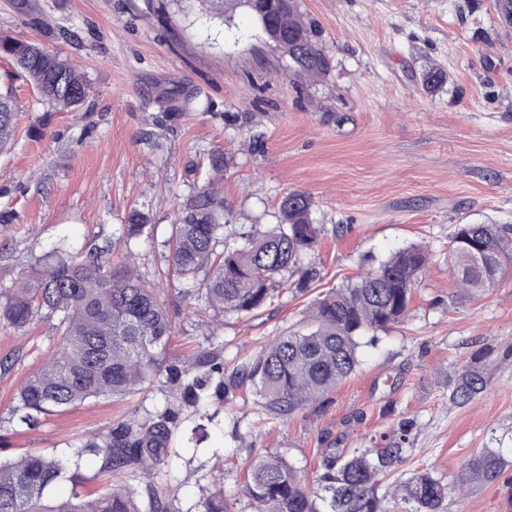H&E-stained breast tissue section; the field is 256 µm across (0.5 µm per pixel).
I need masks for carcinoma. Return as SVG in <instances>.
<instances>
[{"mask_svg":"<svg viewBox=\"0 0 512 512\" xmlns=\"http://www.w3.org/2000/svg\"><path fill=\"white\" fill-rule=\"evenodd\" d=\"M261 25L276 30L275 47L299 71L318 74L329 62L316 33L300 16L298 0L268 10L263 0H246ZM29 78L41 96L67 112L87 98L83 77L57 53L34 42L0 34V58ZM16 101L0 89V149L14 132ZM279 223L252 229L244 242L217 251L224 242V189L214 180L197 187L180 205L166 245L168 261L182 280L195 283L198 309L238 318L267 305L279 286L299 292L315 277L305 264L321 235L312 196L292 191L278 202ZM148 216L129 211L118 229L130 245L145 235ZM110 247L85 254L59 246L10 284L0 285V325L25 329L39 314L59 317L60 353L45 361L20 387L13 414L33 424L42 416L66 411L90 399H120L149 388L163 376L169 399L163 412L145 422L119 420L87 439L77 452L46 455L28 452L0 461V512H179L158 481L162 469L179 455L177 446L205 435L201 422L180 434V415L213 401L227 405L247 388L263 401L267 415L284 418L319 402L359 364L360 339L374 345L380 333L409 316L413 290L429 262L428 252L409 245L378 262L347 284L313 300L303 331L277 336L224 376V341L202 332L194 352L166 357L173 336L157 285L142 276L133 261L108 267ZM461 292L480 295L495 287L512 265V228L500 224H461L448 254ZM203 279H198L199 274ZM486 388L483 378L465 366L452 400L465 404ZM414 421L400 422L396 434L376 448L334 449L321 464L317 489L309 491L284 455L252 459L245 494L254 512H381L383 497L414 504L411 512H441L448 485L429 472L410 480L381 484L404 460ZM88 454L98 476L112 480L91 495L51 498L49 492L74 482L79 458ZM503 453L482 452L464 467L468 480L493 481ZM142 478L126 484L128 475ZM198 512H228L224 489L204 498Z\"/></svg>","mask_w":512,"mask_h":512,"instance_id":"carcinoma-1","label":"carcinoma"}]
</instances>
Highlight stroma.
<instances>
[{
	"instance_id": "35a3bbf8",
	"label": "stroma",
	"mask_w": 512,
	"mask_h": 512,
	"mask_svg": "<svg viewBox=\"0 0 512 512\" xmlns=\"http://www.w3.org/2000/svg\"><path fill=\"white\" fill-rule=\"evenodd\" d=\"M330 61L322 75L291 67L244 0L223 14L197 0H0V33L35 40L86 79L78 111L44 100L9 62L0 87L17 102L13 141L0 152V282L10 283L53 247H108L126 254L117 230L130 209L150 218L137 242L140 272L162 289L175 328L168 352L188 355L198 318L188 287L166 273L181 202L223 149L224 235L276 223L277 203L309 193L324 232L307 290H282L244 318L213 317L232 372L273 337L297 330L312 301L411 245L431 259L408 319L360 350V366L319 403L268 419L258 398L220 407L207 434L173 461L163 482L180 512H197L211 483L230 512H252L242 496L250 460L288 457L315 488L333 448L372 447L415 420L403 481L430 472L448 482L444 512H501L512 498V270L478 297L461 293L448 251L461 224L512 227V26L495 0H299ZM445 70L436 92L425 69ZM57 320L36 317L25 332L0 326V460L27 451L75 452L112 422H141L166 405L151 390L84 404L27 426L13 420L22 383L58 351ZM486 389L452 401L463 366ZM481 448L501 450L496 480L452 481Z\"/></svg>"
}]
</instances>
